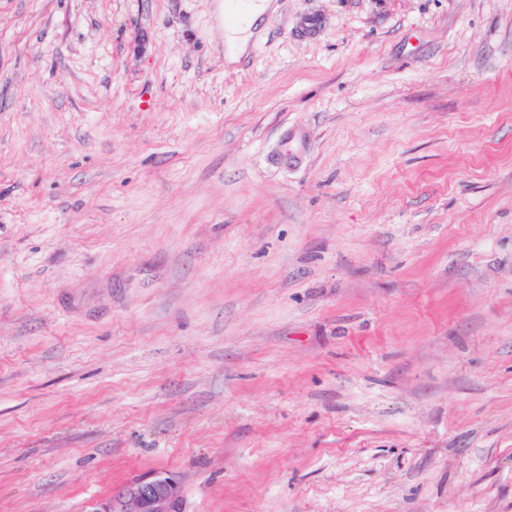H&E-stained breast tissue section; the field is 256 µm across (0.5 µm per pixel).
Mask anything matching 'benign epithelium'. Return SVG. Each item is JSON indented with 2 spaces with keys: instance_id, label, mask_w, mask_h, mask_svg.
Instances as JSON below:
<instances>
[{
  "instance_id": "7a95c632",
  "label": "benign epithelium",
  "mask_w": 512,
  "mask_h": 512,
  "mask_svg": "<svg viewBox=\"0 0 512 512\" xmlns=\"http://www.w3.org/2000/svg\"><path fill=\"white\" fill-rule=\"evenodd\" d=\"M307 146L306 138L286 134L278 144L277 160L290 166L296 163ZM93 512H186L180 483L165 472L138 479L119 491L99 499Z\"/></svg>"
}]
</instances>
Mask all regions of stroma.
<instances>
[{"instance_id": "stroma-1", "label": "stroma", "mask_w": 512, "mask_h": 512, "mask_svg": "<svg viewBox=\"0 0 512 512\" xmlns=\"http://www.w3.org/2000/svg\"><path fill=\"white\" fill-rule=\"evenodd\" d=\"M276 4L0 0V512H512V0ZM243 3H224V10L232 12L242 8L245 20L238 25L224 28V44L227 46L226 59L229 63L235 62L245 52L250 40L260 33L259 25L262 18L270 11H274L272 0H246ZM306 146L307 142L304 136L288 133L278 144L276 158L281 164L291 166L300 159ZM93 512H187L180 483L165 472L138 479L99 499Z\"/></svg>"}]
</instances>
